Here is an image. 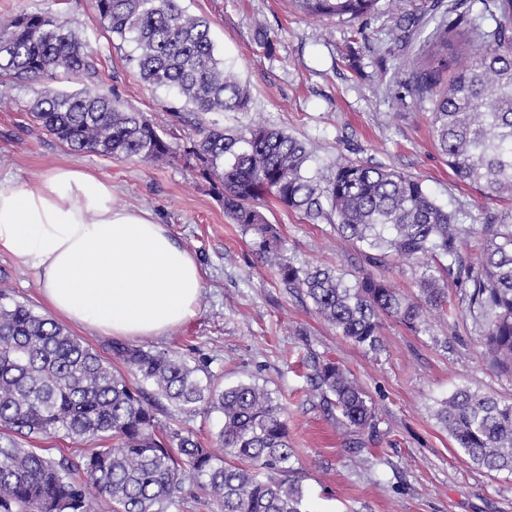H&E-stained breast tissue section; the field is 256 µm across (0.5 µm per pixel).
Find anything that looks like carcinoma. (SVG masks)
<instances>
[{
  "mask_svg": "<svg viewBox=\"0 0 512 512\" xmlns=\"http://www.w3.org/2000/svg\"><path fill=\"white\" fill-rule=\"evenodd\" d=\"M181 0H95L100 18L136 45L129 61L140 80L173 91L193 111L246 112L249 94L217 56L207 21ZM380 0H293L307 17L366 21ZM91 49L49 11L0 17V79L37 82L59 71L89 81L78 92L46 91L32 113L63 146L141 162L177 155V146L140 112L100 89ZM411 95L432 106L433 138L457 180L491 201L512 200V0H493L478 16L444 17L424 41ZM218 190L224 212L251 233L281 283L309 299L336 334L380 346L382 321L418 332L426 307L445 305L451 272L467 310L482 321L492 365L512 375V208L487 216L478 263L461 252L462 227L414 177L382 164L346 161L328 176L307 170L305 146L282 130L255 125L230 134L205 127L184 149ZM314 222L336 219V234L372 267L395 256L420 271L410 298L372 273L346 280L294 261L259 209L265 196ZM111 357L152 394L132 385L96 350L53 319L0 290V512H168L183 503L184 482L198 480L219 512H303L284 405L265 387H220L174 353L114 342ZM309 381L329 410L361 431L374 430L369 395L335 362L310 356ZM218 412L217 457L159 414ZM434 416L459 448L487 470H512V404L460 387L436 402ZM112 441L77 460L54 458L21 440L33 436Z\"/></svg>",
  "mask_w": 512,
  "mask_h": 512,
  "instance_id": "obj_1",
  "label": "carcinoma"
}]
</instances>
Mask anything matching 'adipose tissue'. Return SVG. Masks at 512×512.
<instances>
[{
    "mask_svg": "<svg viewBox=\"0 0 512 512\" xmlns=\"http://www.w3.org/2000/svg\"><path fill=\"white\" fill-rule=\"evenodd\" d=\"M0 253L32 271L55 313L122 338L164 335L194 315V255L152 213L115 205L112 184L59 168L0 184Z\"/></svg>",
    "mask_w": 512,
    "mask_h": 512,
    "instance_id": "1",
    "label": "adipose tissue"
}]
</instances>
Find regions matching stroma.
<instances>
[{
  "label": "stroma",
  "mask_w": 512,
  "mask_h": 512,
  "mask_svg": "<svg viewBox=\"0 0 512 512\" xmlns=\"http://www.w3.org/2000/svg\"><path fill=\"white\" fill-rule=\"evenodd\" d=\"M452 2L402 0L396 16L383 4L364 25L306 18L291 0H181L189 15L209 21L220 58L250 93L248 111L217 114L192 111L142 84L128 63L133 45L108 31L94 0H0V16L55 13L89 45L99 83L126 109L175 127L180 147L214 121L233 133L260 122L302 142L311 169L322 173L357 159L416 177L455 211L462 251L474 260L482 252L483 216L502 205L454 179L433 140L429 104L398 96L435 17ZM261 26L270 33L265 45L257 40ZM82 87V79L63 75L0 84V182L30 183L60 166L109 180L116 205L151 212L196 256L204 281L194 316L148 344L204 366L217 384L255 382L280 399L305 512H512V472L475 465L433 416L435 401L461 385L512 403V376L492 366L462 288L447 287L455 329L432 310L421 332L388 318L380 350L355 345L309 300L284 288L251 234L225 215L221 197L185 157L142 163L80 154L46 134L31 115L34 101L49 89ZM262 208L288 256L347 277L360 270L358 250L340 242L328 220L308 221L271 198ZM0 289L37 314L49 312L34 274L6 254ZM310 354L336 361L366 389L374 431L328 413L305 378L302 360Z\"/></svg>",
  "instance_id": "35a3bbf8"
}]
</instances>
